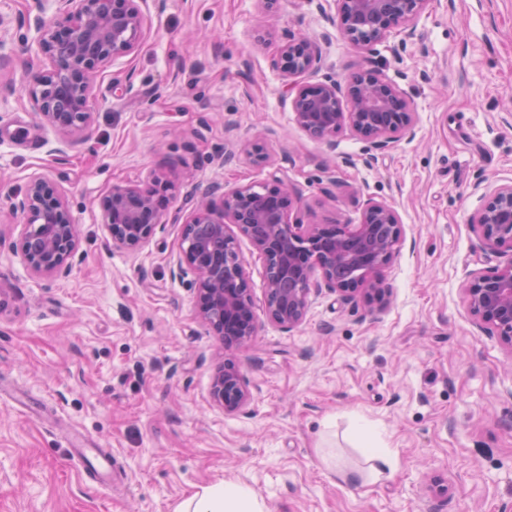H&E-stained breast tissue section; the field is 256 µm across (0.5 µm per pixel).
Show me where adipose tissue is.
I'll use <instances>...</instances> for the list:
<instances>
[{
    "mask_svg": "<svg viewBox=\"0 0 512 512\" xmlns=\"http://www.w3.org/2000/svg\"><path fill=\"white\" fill-rule=\"evenodd\" d=\"M174 512H269V508L250 487L227 481L200 487Z\"/></svg>",
    "mask_w": 512,
    "mask_h": 512,
    "instance_id": "obj_1",
    "label": "adipose tissue"
}]
</instances>
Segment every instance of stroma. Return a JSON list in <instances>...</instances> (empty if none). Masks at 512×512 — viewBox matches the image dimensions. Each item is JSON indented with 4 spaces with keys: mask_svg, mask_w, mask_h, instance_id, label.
Listing matches in <instances>:
<instances>
[{
    "mask_svg": "<svg viewBox=\"0 0 512 512\" xmlns=\"http://www.w3.org/2000/svg\"><path fill=\"white\" fill-rule=\"evenodd\" d=\"M137 52L98 80L87 142L37 124L24 79L42 65L0 32L13 87L0 91V512H174L202 485L242 482L270 512H499L512 501V350L478 327L461 287L502 264L469 219L483 191L512 182V0H435L393 57L349 46L332 0H165ZM327 38L321 76L374 67L417 113L414 136L371 153L294 121L272 60L287 35ZM265 134L272 166L243 145ZM175 180L188 216L211 184L281 177L308 224H355L367 198L398 212L404 245L385 271L382 312L313 296L292 331L256 309L257 334L225 348L196 314L192 277L171 271L181 227L157 225L137 254L114 251L100 200L151 170ZM50 177L79 245L68 273L32 274L15 246L9 195ZM234 362L253 399L227 414L211 380ZM365 418L394 448L377 474L353 433ZM80 433L111 449L102 487L67 455Z\"/></svg>",
    "mask_w": 512,
    "mask_h": 512,
    "instance_id": "stroma-1",
    "label": "stroma"
}]
</instances>
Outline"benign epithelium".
<instances>
[{"label":"benign epithelium","mask_w":512,"mask_h":512,"mask_svg":"<svg viewBox=\"0 0 512 512\" xmlns=\"http://www.w3.org/2000/svg\"><path fill=\"white\" fill-rule=\"evenodd\" d=\"M38 14L16 20L19 30H34L38 53L46 67L25 84L40 123L57 131L65 142L86 141L99 100L96 81L115 59L138 50L145 17L136 0H51L55 15ZM340 34L366 52L393 34L398 48L415 37L416 23L433 0H333ZM323 64V49L306 34L289 36L278 48L273 66L288 81L294 120L312 137L335 145L344 128L381 149L410 135L417 124L411 99L393 80L375 68L362 69L337 80L311 83L305 76ZM246 152L258 166L269 157L261 135ZM173 182L162 171L135 185H114L100 208L112 249L133 254L164 223ZM219 184L210 186L185 220L177 269L192 274L197 287L200 321L227 347L248 345L257 335L249 273L231 230L245 235L263 260L267 319L292 330L306 319L311 296L322 291L344 303L361 299L370 311L390 303L384 270L399 255L404 237L398 212L372 198L365 200L356 224H304L292 217L299 198L274 175L261 189L241 186L215 200ZM470 224L479 240L512 253V183L483 195ZM11 207L24 219L16 252L37 276H55L69 269L78 246V228L67 199L56 184L33 175L22 193L10 197ZM471 319L495 333L512 349V257L494 271L473 277L462 286ZM213 401L226 413L249 404V385L232 363L215 372Z\"/></svg>","instance_id":"1"}]
</instances>
